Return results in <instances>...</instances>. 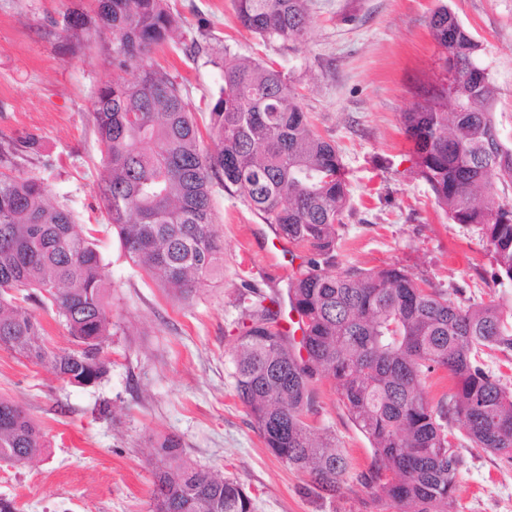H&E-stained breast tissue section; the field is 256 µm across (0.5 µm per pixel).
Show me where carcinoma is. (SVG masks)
<instances>
[{
  "label": "carcinoma",
  "instance_id": "obj_1",
  "mask_svg": "<svg viewBox=\"0 0 512 512\" xmlns=\"http://www.w3.org/2000/svg\"><path fill=\"white\" fill-rule=\"evenodd\" d=\"M112 33V65L135 72L102 86L93 116L103 154L97 184L108 226L128 262L176 298L211 273L224 241L214 224L212 190L234 188L280 238L310 247L291 277L289 300L305 334L294 345L259 299L234 341L238 398L268 451L309 476L321 493H341L351 464L336 437L309 424L314 384L327 380L368 440L372 470L360 482L401 512H454L465 461L450 427L472 448L512 462V388L487 367L489 351L512 356V307L462 306L396 264L361 269L338 261L336 225L349 192L336 146L304 111L284 73L224 53V85L211 110V150L181 84L152 59L172 38L166 0H95ZM244 29L266 43H305L308 0H232ZM451 77L424 87L404 113L418 175L454 224L476 229L512 284V203H490L512 186V144L497 127V88L482 45L443 4L429 20ZM106 264L94 229L74 224L45 184L18 175L0 156V350L73 386L103 379L112 360V308ZM55 309L70 347L55 350L32 306ZM444 370L453 392L429 401L431 375ZM46 447L24 408L0 398V460L31 462ZM150 512H254L238 480L190 462L181 442H158Z\"/></svg>",
  "mask_w": 512,
  "mask_h": 512
}]
</instances>
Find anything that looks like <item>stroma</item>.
Instances as JSON below:
<instances>
[{
  "label": "stroma",
  "mask_w": 512,
  "mask_h": 512,
  "mask_svg": "<svg viewBox=\"0 0 512 512\" xmlns=\"http://www.w3.org/2000/svg\"><path fill=\"white\" fill-rule=\"evenodd\" d=\"M448 4L483 46L498 89L496 120L512 142V0H313L306 42L266 44L237 22L231 0H167L178 27L156 62L184 88L200 129L210 124L223 84L224 54L263 59L289 74L318 132L336 145L352 210L337 227L346 266L404 267L465 304L512 299L494 284V264L477 231L452 223L418 175L403 125L418 90L444 76L428 27ZM93 17V0H0V146L38 141L20 172L40 179L75 223L97 229L118 329L106 377L66 385L45 368L0 351V398L20 404L48 446L30 464L0 462V498L16 512H148L153 441L178 436L195 464L237 478L255 512H393L359 481L370 445L349 420L330 382L316 384L318 431L335 435L352 468L343 496L312 489L306 474L265 448L236 397L231 348L247 322L245 289L285 299L296 266L267 250L276 233L239 197L212 190L224 238L217 274L188 300L133 268L107 227L97 194L101 147L97 93L114 77L112 35L66 28ZM200 40L199 54L182 47ZM466 466L457 512H512V465L457 440Z\"/></svg>",
  "instance_id": "35a3bbf8"
}]
</instances>
